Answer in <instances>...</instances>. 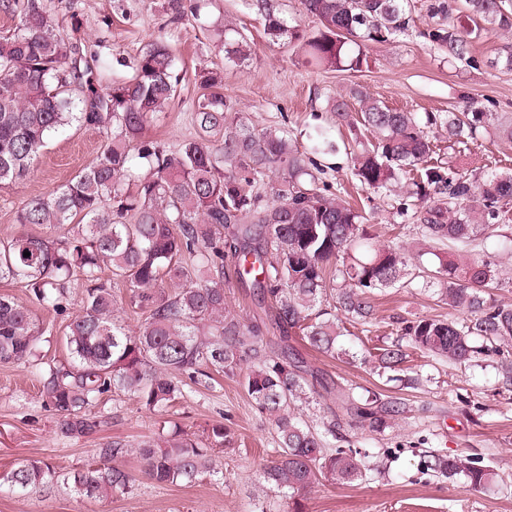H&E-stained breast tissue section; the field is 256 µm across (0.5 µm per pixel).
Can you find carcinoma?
Here are the masks:
<instances>
[{"label":"carcinoma","instance_id":"obj_1","mask_svg":"<svg viewBox=\"0 0 512 512\" xmlns=\"http://www.w3.org/2000/svg\"><path fill=\"white\" fill-rule=\"evenodd\" d=\"M307 13L322 29L304 38L296 26L268 16L271 40L303 42L319 64L360 68L367 43L386 42L416 27L404 0H304ZM0 8L18 18L0 34V185L18 182L31 172L48 137L80 122L105 133L97 157L78 175L48 195L28 198L18 210L21 226L67 227L59 238L21 231L0 243V281L21 285L32 299L58 314L67 311L71 282L85 288L83 309L65 328V363H43L39 397L54 412L61 433L83 438L97 434L102 420L92 413L104 395L131 393L149 413L163 416L186 394L189 384L212 386L213 374L238 375L240 384L271 425L274 459L259 476L285 500L287 512H306L301 494L320 479L351 485L364 476L370 453L348 439L345 427L383 433L406 413L398 398L381 394L355 398L331 378L318 375L288 354L289 333L299 331L314 350L331 358L337 346L336 319L310 320L309 311L334 293V308L358 325L373 323L365 294L390 287L404 277L405 258L393 248L358 240L363 216L346 200L327 194L305 155L278 127L254 129L236 104L221 92L224 73L202 69L197 82L206 91L192 121L196 134L171 150L143 134L153 116L176 96L175 58L163 43L147 48L127 81L98 88L95 66L76 42L51 23L47 0H0ZM429 17L448 25L422 31L451 60L476 63L472 35L512 29L509 0H433ZM243 37L224 38L231 61L251 55ZM84 96L78 109L73 91ZM360 113L348 101H334L336 125L356 122L375 142L353 159L354 175L369 189L398 184L416 172L420 198L427 191L447 201L414 211L420 235L446 240L459 252L439 260L425 277L441 283L437 299L470 311L468 320L422 318L403 328L397 340L376 355L378 368L392 370L405 358L402 341L422 353L455 365L478 353L500 351L512 340V306L489 305L483 294L500 286L491 262L461 254L479 245L483 234L507 219L512 203V173L478 176L431 164V142L413 112L392 108L359 95ZM448 140L478 141L481 130L496 126L512 141V120L479 108L428 117ZM223 132L210 147L204 134ZM145 168L135 189L126 184L131 143ZM227 230L229 239L221 236ZM234 250L242 274L256 295L273 301V321L282 346L270 348L259 326L225 305L224 244ZM30 256H23L24 252ZM112 280L104 281L102 268ZM175 286L168 290L164 284ZM129 288V303L146 312L142 331L132 334L114 317L112 285ZM46 329L27 307L0 294V364L39 359ZM480 338L483 346L473 340ZM321 388L341 413L318 428L298 409L308 392ZM230 438L221 423L201 433L175 430L134 447L111 439L97 449L100 465L61 477L48 464L30 460L0 475V492L24 493L59 482L83 497L107 498L132 488L128 458L139 462L157 485L192 484L201 478L224 479L214 463ZM423 469L437 477L462 476L466 486L485 487L490 472L472 455L430 454Z\"/></svg>","mask_w":512,"mask_h":512}]
</instances>
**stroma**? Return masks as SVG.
Instances as JSON below:
<instances>
[{
    "label": "stroma",
    "mask_w": 512,
    "mask_h": 512,
    "mask_svg": "<svg viewBox=\"0 0 512 512\" xmlns=\"http://www.w3.org/2000/svg\"><path fill=\"white\" fill-rule=\"evenodd\" d=\"M186 10L176 16L170 0H51L50 18L70 40L81 43L98 61L101 88L113 79L131 76L136 58L155 40H163L175 55L182 82L174 101L157 114L146 136L174 148L195 132L193 103L201 91L194 81L199 69L224 73V93L238 104L255 129L280 126L300 149L319 145L313 159L319 178L330 187H343L345 196L363 212V230L371 243L393 246L407 255H421L424 265L436 264L448 254L447 242L429 243L418 234L411 213L400 210L406 189L378 191L362 188L351 173L350 155L368 142L363 127H337L330 109L333 98L359 89L387 105L409 112H460L467 101L512 118V70L493 66L500 49L512 43V30L500 29L472 42L477 66L449 60L447 54L412 32L384 43L369 44L368 64L358 70L307 62L299 45L271 42L268 16L288 20L316 35L321 24L309 16L303 0H183ZM233 25L247 37L253 51L243 63L224 58V28ZM434 157L444 168L472 173L512 170V142L483 135L461 145L445 132L428 129ZM102 133L93 127L63 128L53 134L34 164L31 176L18 184L0 186V240L12 237L19 226L16 214L31 196L56 190L97 156ZM476 257L490 261L501 273L503 285L491 290L489 300L512 305V222L493 227L476 247ZM232 254L224 256V284L228 308L257 324L266 341L278 346L279 332L253 299L248 283L240 279ZM434 284L418 277L408 265L402 283L373 290L376 320L370 333L353 324L342 338L350 356L324 357L299 339L290 344L311 369L331 376L353 395L374 391L404 399L409 407L379 436L364 428L349 432L380 452L390 449L380 469L367 471L351 485L320 480L306 494L308 512H512V390L501 384L503 357L476 356L456 366L406 348L395 380L380 375L373 354L388 345L409 322L423 317L462 320L468 313L439 303ZM84 290L72 285L68 312L60 315L30 305L40 326L51 329L43 348L46 360L67 358L61 340L71 314L83 306ZM106 422L95 436L71 439L56 430V417L41 405L37 371L29 362L0 365V474L31 459L53 465L57 472L96 461V450L107 438L131 444L157 437L168 420L189 432H201L221 423L232 441L218 459L222 483L209 480L192 486L161 487L141 473L136 460L126 466L135 475L132 489L108 498L75 495L58 484L24 494L0 493V512H253L265 501L270 512H283V500L260 480V468L269 463L275 446L268 420L255 408L233 375H224L215 388H190L166 418L141 409L127 394L105 395L95 408ZM480 457L497 478L487 487L466 488L464 478L449 481L424 471L425 452Z\"/></svg>",
    "instance_id": "obj_1"
}]
</instances>
